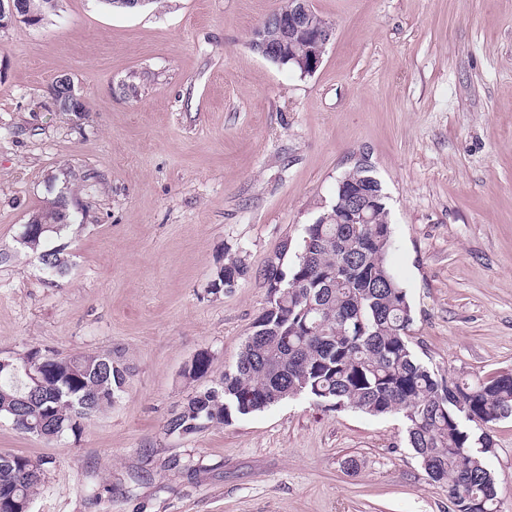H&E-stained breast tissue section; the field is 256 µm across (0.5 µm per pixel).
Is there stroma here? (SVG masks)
Segmentation results:
<instances>
[{
  "mask_svg": "<svg viewBox=\"0 0 512 512\" xmlns=\"http://www.w3.org/2000/svg\"><path fill=\"white\" fill-rule=\"evenodd\" d=\"M282 4L56 0L0 28V357L109 351L129 369L80 435L0 420V454L49 462L31 512H452L399 415L301 395L164 430L235 364L265 265H293L362 159L387 197L417 356L465 379L512 372V0H312L334 35L306 76L250 47ZM63 76L83 112L57 106ZM61 195L67 270L51 277L19 240ZM231 256L248 275L208 293ZM203 350L210 373L184 379ZM488 431L512 512V419Z\"/></svg>",
  "mask_w": 512,
  "mask_h": 512,
  "instance_id": "35a3bbf8",
  "label": "stroma"
}]
</instances>
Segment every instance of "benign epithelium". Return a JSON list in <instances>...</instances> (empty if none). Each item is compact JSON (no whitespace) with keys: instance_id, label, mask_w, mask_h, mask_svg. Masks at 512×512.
Masks as SVG:
<instances>
[{"instance_id":"7a95c632","label":"benign epithelium","mask_w":512,"mask_h":512,"mask_svg":"<svg viewBox=\"0 0 512 512\" xmlns=\"http://www.w3.org/2000/svg\"><path fill=\"white\" fill-rule=\"evenodd\" d=\"M23 20L29 24L39 23V15L18 0H0V26ZM303 38L302 51L288 54V34ZM333 38L329 22L320 17L311 6V0H285L278 11L268 17L253 33L252 48L266 59L276 62L294 61L302 74L317 70L323 60L327 45ZM348 198L343 211L345 224H370L372 214L364 205L366 192L357 186H341Z\"/></svg>"}]
</instances>
